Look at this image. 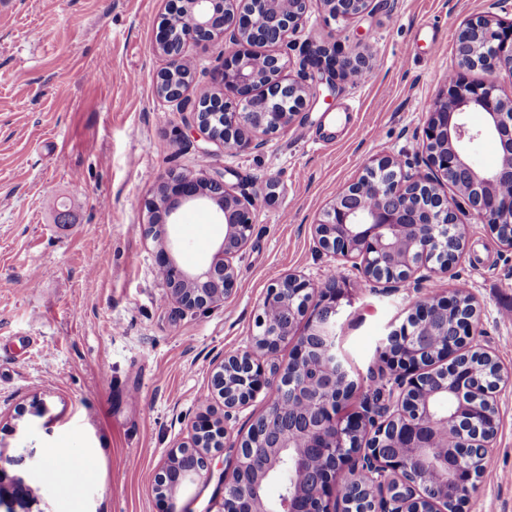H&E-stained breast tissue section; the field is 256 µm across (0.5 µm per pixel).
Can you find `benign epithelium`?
Listing matches in <instances>:
<instances>
[{
  "mask_svg": "<svg viewBox=\"0 0 512 512\" xmlns=\"http://www.w3.org/2000/svg\"><path fill=\"white\" fill-rule=\"evenodd\" d=\"M332 20L350 19L370 10L372 0H320ZM232 0H171L156 52L166 66L158 76V94L170 100L185 98L191 75L171 88L167 81L185 61L192 44H224L223 62L216 73L222 94L194 102L192 127L208 144L226 151L257 149L269 136L288 126L302 112L320 84L336 90V78L363 60L339 59L320 43L307 51L297 73L282 48L305 24L309 0H249L244 10ZM266 48L263 55L250 51ZM454 67L442 94L433 102L422 132V153L428 172L408 170L409 162L388 155L367 165L356 181L340 189L315 225L320 247L336 259L355 262L367 282L403 283L431 280L448 273L464 249L466 225L472 213L493 225L504 246L512 248V193L500 184L512 180V95L499 92L492 76L512 73V20L494 13L468 20L459 33ZM482 70L486 80L474 82L467 72ZM487 117L474 130L466 112ZM489 134L502 150L492 172L477 169L469 160V146ZM457 191L454 203L441 191ZM215 208L224 238L212 261L196 272L176 266L165 242L157 252V267L169 297L187 311L221 303L234 288L235 258L252 236L251 203L224 182V174L170 173L148 203L147 223L162 224V236L184 206ZM351 303L336 278L314 283L290 274L270 286L257 318L256 348L274 351L294 341V351L271 386L262 380L252 353L224 359L213 377L214 388L232 410L249 403L262 389L270 391L267 412L236 444V464L224 479L222 512H252V502L266 496L267 484L288 471L290 482L272 512H448V490L470 486L473 474L462 457L448 462V436L492 454L498 415L495 393L504 380L498 369L490 385L474 378L470 364L478 304L468 297L464 308L459 290L446 297L415 302L406 321L384 342L385 357L397 379L381 417L369 423L364 415L343 412L350 393L336 386L347 383V372L336 350V327ZM305 321L302 333L296 326ZM455 400L456 424L448 430V412L436 397ZM224 422L209 416L194 424L191 442L171 450L158 473L155 493L171 502L181 488L200 477L207 453L224 445ZM0 455V504L8 496L22 512H32L37 499L30 487L4 485ZM430 471L437 483H422L420 472ZM367 492L356 502L333 497L338 474Z\"/></svg>",
  "mask_w": 512,
  "mask_h": 512,
  "instance_id": "obj_1",
  "label": "benign epithelium"
}]
</instances>
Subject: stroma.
<instances>
[{"label": "stroma", "mask_w": 512, "mask_h": 512, "mask_svg": "<svg viewBox=\"0 0 512 512\" xmlns=\"http://www.w3.org/2000/svg\"><path fill=\"white\" fill-rule=\"evenodd\" d=\"M489 4L375 0L373 11L335 22L311 0L292 63L332 32L338 55L365 58L373 79L319 85L260 151L214 148L211 171L253 197L255 227L231 294L192 313L167 299L158 243L145 231L160 180L196 173L204 144L181 101L156 93L164 62L154 45L168 0H0V455L13 460L8 477L34 489L38 512H220L234 445L265 413L267 395L225 415L215 368L250 349L267 288L291 273L353 285L337 327L358 384L351 405L374 390L371 374L388 371L382 342L414 303L460 282L479 303L477 344L512 369V250L491 225L468 218L459 261L417 288L364 282L314 232L371 160L400 154L424 170L419 139L458 34ZM186 57L195 66L189 98L217 92L219 47L192 44ZM171 233L173 258L194 271L224 227L211 207H186ZM496 403L495 451L459 512H512V382ZM202 413L224 418V446L176 502L159 499V467L190 442ZM56 448L91 469L75 494L47 477Z\"/></svg>", "instance_id": "1"}]
</instances>
